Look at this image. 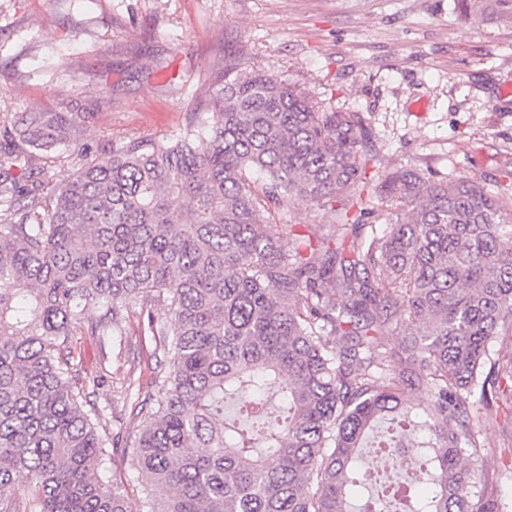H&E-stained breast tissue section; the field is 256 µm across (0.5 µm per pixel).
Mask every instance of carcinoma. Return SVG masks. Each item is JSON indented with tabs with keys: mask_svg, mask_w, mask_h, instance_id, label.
Segmentation results:
<instances>
[{
	"mask_svg": "<svg viewBox=\"0 0 512 512\" xmlns=\"http://www.w3.org/2000/svg\"><path fill=\"white\" fill-rule=\"evenodd\" d=\"M234 68L172 140L65 156L94 113H0V512H349L384 420L380 448L426 434L379 486L394 512H503L467 460L512 381V350H492L512 339V201L386 166L381 208H364L359 113ZM58 162L72 174L51 178ZM287 199L322 223L287 230ZM156 305L174 322H148L164 359L144 386L134 367L112 378L138 421L135 511L76 336L90 310V334L112 340ZM419 389L431 410L415 422Z\"/></svg>",
	"mask_w": 512,
	"mask_h": 512,
	"instance_id": "obj_1",
	"label": "carcinoma"
}]
</instances>
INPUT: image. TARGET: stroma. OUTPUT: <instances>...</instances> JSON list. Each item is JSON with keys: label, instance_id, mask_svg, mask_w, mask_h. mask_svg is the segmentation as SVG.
I'll return each mask as SVG.
<instances>
[{"label": "stroma", "instance_id": "1", "mask_svg": "<svg viewBox=\"0 0 512 512\" xmlns=\"http://www.w3.org/2000/svg\"><path fill=\"white\" fill-rule=\"evenodd\" d=\"M0 0V112H82L83 142L170 139L205 111L213 64L296 82L360 112L376 166L467 176L512 198V9L482 0ZM130 313L122 341L78 338L86 370H149L156 341ZM476 473L512 505V398L481 425Z\"/></svg>", "mask_w": 512, "mask_h": 512}]
</instances>
